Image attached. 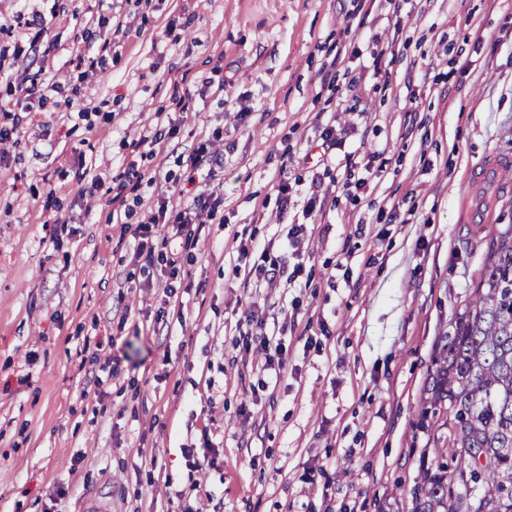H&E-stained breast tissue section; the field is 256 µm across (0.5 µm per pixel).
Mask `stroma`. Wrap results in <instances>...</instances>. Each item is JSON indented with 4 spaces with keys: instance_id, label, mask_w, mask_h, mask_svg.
<instances>
[{
    "instance_id": "1",
    "label": "stroma",
    "mask_w": 512,
    "mask_h": 512,
    "mask_svg": "<svg viewBox=\"0 0 512 512\" xmlns=\"http://www.w3.org/2000/svg\"><path fill=\"white\" fill-rule=\"evenodd\" d=\"M21 12L44 33L17 56ZM33 80L85 116L27 102ZM0 109L23 118L0 147V512H409L435 340L512 224L471 179L512 152V0H0ZM329 124L383 170L346 190L329 165L309 218ZM204 191L177 278L137 257L160 200ZM293 224L306 278L247 279L240 234L278 251ZM251 311L282 374L236 343Z\"/></svg>"
}]
</instances>
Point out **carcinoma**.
Returning a JSON list of instances; mask_svg holds the SVG:
<instances>
[{
    "label": "carcinoma",
    "mask_w": 512,
    "mask_h": 512,
    "mask_svg": "<svg viewBox=\"0 0 512 512\" xmlns=\"http://www.w3.org/2000/svg\"><path fill=\"white\" fill-rule=\"evenodd\" d=\"M471 296L436 343L411 512H512V224L488 243Z\"/></svg>",
    "instance_id": "1"
}]
</instances>
